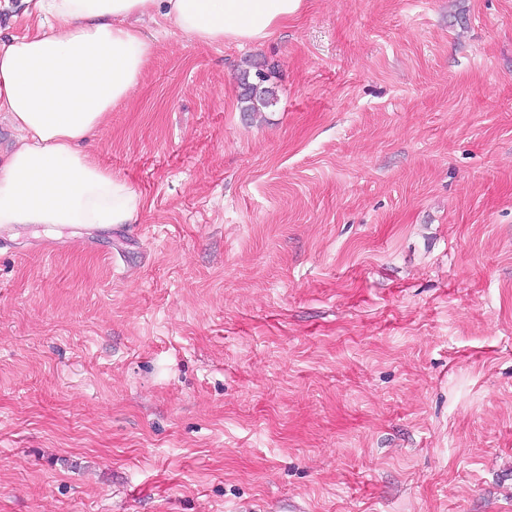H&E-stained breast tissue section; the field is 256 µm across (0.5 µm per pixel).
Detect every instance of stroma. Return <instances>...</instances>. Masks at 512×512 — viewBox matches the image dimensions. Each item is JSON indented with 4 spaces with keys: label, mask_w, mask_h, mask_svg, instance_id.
Instances as JSON below:
<instances>
[{
    "label": "stroma",
    "mask_w": 512,
    "mask_h": 512,
    "mask_svg": "<svg viewBox=\"0 0 512 512\" xmlns=\"http://www.w3.org/2000/svg\"><path fill=\"white\" fill-rule=\"evenodd\" d=\"M146 29L136 221L0 239V512H512V0ZM250 71L243 72L244 94L242 102L244 112H261V109L272 105L274 100V90L265 86L268 81V75L262 70L257 69L254 73V81L250 82Z\"/></svg>",
    "instance_id": "stroma-1"
}]
</instances>
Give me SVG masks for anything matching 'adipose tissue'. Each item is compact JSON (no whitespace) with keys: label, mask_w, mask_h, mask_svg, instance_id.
Here are the masks:
<instances>
[{"label":"adipose tissue","mask_w":512,"mask_h":512,"mask_svg":"<svg viewBox=\"0 0 512 512\" xmlns=\"http://www.w3.org/2000/svg\"><path fill=\"white\" fill-rule=\"evenodd\" d=\"M304 0H34L36 34L0 41V114L18 143L0 158V227L125 224L139 196L83 142L127 101L154 53L130 20L160 14L204 44H260Z\"/></svg>","instance_id":"obj_1"}]
</instances>
